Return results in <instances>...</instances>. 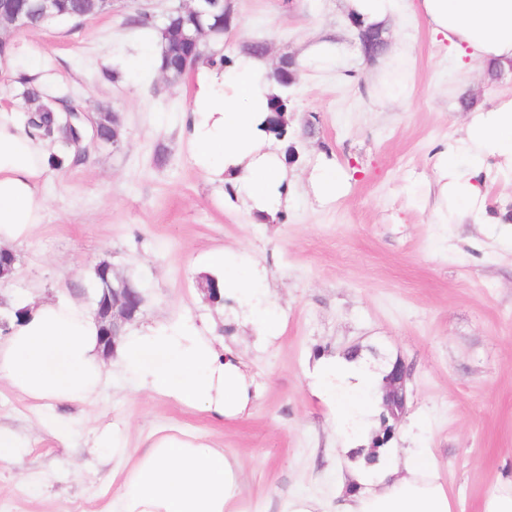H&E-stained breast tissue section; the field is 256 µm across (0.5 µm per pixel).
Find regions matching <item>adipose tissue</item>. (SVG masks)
Here are the masks:
<instances>
[{"instance_id":"adipose-tissue-1","label":"adipose tissue","mask_w":512,"mask_h":512,"mask_svg":"<svg viewBox=\"0 0 512 512\" xmlns=\"http://www.w3.org/2000/svg\"><path fill=\"white\" fill-rule=\"evenodd\" d=\"M349 16L363 24L398 17L404 5L426 20L432 34L447 41L459 58L502 70L512 69V0H345ZM281 89L264 59L243 55L228 69L200 63L182 133L191 143L198 168L213 180L243 186L250 207L275 216L288 206L287 170L267 150L259 125ZM55 145L23 131L16 116L0 113V248L27 241L42 224L43 176ZM466 157L470 177L458 174L454 160ZM512 168V97L477 107L461 138L435 160L438 174L435 212L455 203L456 218L488 214L481 175L488 159ZM223 250L209 253L203 266L224 295L235 297L255 329L275 335L279 314L263 302L252 280L224 274ZM24 314L11 318L0 338V379L35 401L84 403L92 399L115 363L135 390L160 395L202 411L214 420L246 414L253 406V382L238 352L202 332L189 318L165 317L151 325L126 327L114 361L99 345L94 313L67 295L34 303L18 301ZM383 375L357 359L328 357L310 375L313 394L332 412L338 433L359 429L380 403ZM124 461V476L108 512H240L242 466L202 435L155 433L146 447H127L121 433L102 438ZM281 512H452L433 456L410 451L393 456L379 471L352 472L347 495L335 506L295 495Z\"/></svg>"}]
</instances>
